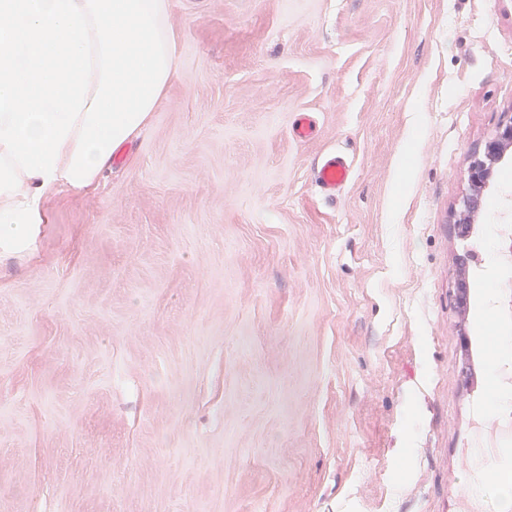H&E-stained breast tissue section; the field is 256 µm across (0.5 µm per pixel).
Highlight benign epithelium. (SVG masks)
Here are the masks:
<instances>
[{
  "mask_svg": "<svg viewBox=\"0 0 512 512\" xmlns=\"http://www.w3.org/2000/svg\"><path fill=\"white\" fill-rule=\"evenodd\" d=\"M512 154V117L502 121L495 134L475 149L468 166V189L458 206L451 212L450 223L456 236L464 240L473 232L486 209L487 193L496 169ZM469 255L455 256L457 279L455 299L459 309H465V293L470 287L467 273Z\"/></svg>",
  "mask_w": 512,
  "mask_h": 512,
  "instance_id": "1",
  "label": "benign epithelium"
}]
</instances>
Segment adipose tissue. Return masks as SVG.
I'll return each mask as SVG.
<instances>
[{
  "label": "adipose tissue",
  "mask_w": 512,
  "mask_h": 512,
  "mask_svg": "<svg viewBox=\"0 0 512 512\" xmlns=\"http://www.w3.org/2000/svg\"><path fill=\"white\" fill-rule=\"evenodd\" d=\"M76 147L75 138H67L57 161L58 176L45 182L43 177H23L20 195H0V255L27 252L41 224L48 221V204L60 194L70 191L64 173Z\"/></svg>",
  "instance_id": "obj_1"
}]
</instances>
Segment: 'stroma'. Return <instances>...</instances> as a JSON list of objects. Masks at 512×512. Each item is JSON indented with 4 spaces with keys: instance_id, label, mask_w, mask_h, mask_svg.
I'll return each instance as SVG.
<instances>
[{
    "instance_id": "1",
    "label": "stroma",
    "mask_w": 512,
    "mask_h": 512,
    "mask_svg": "<svg viewBox=\"0 0 512 512\" xmlns=\"http://www.w3.org/2000/svg\"><path fill=\"white\" fill-rule=\"evenodd\" d=\"M170 17L148 130L0 256V512H495L452 282L471 249L469 323L512 325V161L470 240L449 220L512 116V0ZM350 167L343 156L331 154L324 158L315 173V182L325 195H334L350 180Z\"/></svg>"
}]
</instances>
